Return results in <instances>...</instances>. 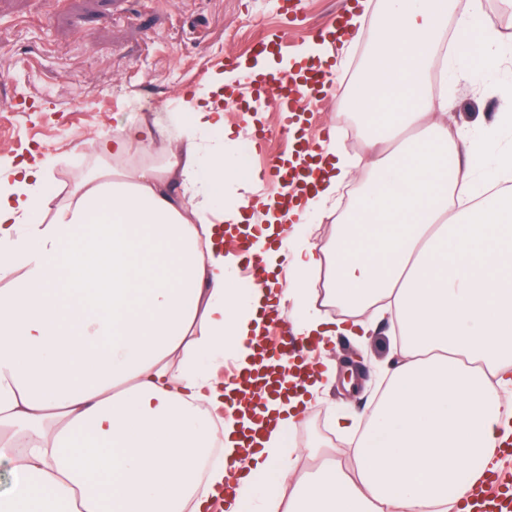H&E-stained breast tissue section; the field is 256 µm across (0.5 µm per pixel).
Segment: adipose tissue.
Returning a JSON list of instances; mask_svg holds the SVG:
<instances>
[{"label":"adipose tissue","instance_id":"adipose-tissue-1","mask_svg":"<svg viewBox=\"0 0 512 512\" xmlns=\"http://www.w3.org/2000/svg\"><path fill=\"white\" fill-rule=\"evenodd\" d=\"M379 35L352 96L372 177L327 243L311 221L333 216L356 161L334 129L304 181L300 223L274 248L277 217L250 234L257 283H234L225 225L253 223L251 202L224 205L228 182L258 183L224 129V79L186 107L100 136L103 166L66 202L44 161H21L0 192V512H470V498L512 444V191L479 174L512 169L495 128L449 137L436 45L448 0H383ZM399 139L382 155L377 145ZM116 170H108V163ZM292 279L275 285L281 264ZM324 272V304L310 278ZM279 292L295 335L400 333L386 386L356 442L297 473L291 433L305 396L235 401L212 368L252 367L263 311Z\"/></svg>","mask_w":512,"mask_h":512}]
</instances>
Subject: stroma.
I'll list each match as a JSON object with an SVG mask.
<instances>
[{
    "mask_svg": "<svg viewBox=\"0 0 512 512\" xmlns=\"http://www.w3.org/2000/svg\"><path fill=\"white\" fill-rule=\"evenodd\" d=\"M295 2L297 20L285 28L286 0H0V181L35 153L48 164L52 189L66 196L98 164L92 138L182 111L188 92L255 58L257 33L285 29L287 56L308 52L312 27L327 24L341 0ZM374 36L368 22L336 48L334 89L302 125L303 136L335 125L338 103ZM504 85L512 86V54L492 69L469 59L449 71L443 119L449 134L498 126L512 109V98L500 92ZM224 124L243 132L252 127L235 147L242 156L253 133L280 130L284 118L269 103L258 112L227 110ZM395 336L385 320L370 335H341L315 351V360H335L339 373L360 370V384L350 392L336 379L313 397L292 433L302 450L299 468H310L316 448L335 450L344 467H353L356 438L385 381Z\"/></svg>",
    "mask_w": 512,
    "mask_h": 512,
    "instance_id": "35a3bbf8",
    "label": "stroma"
}]
</instances>
